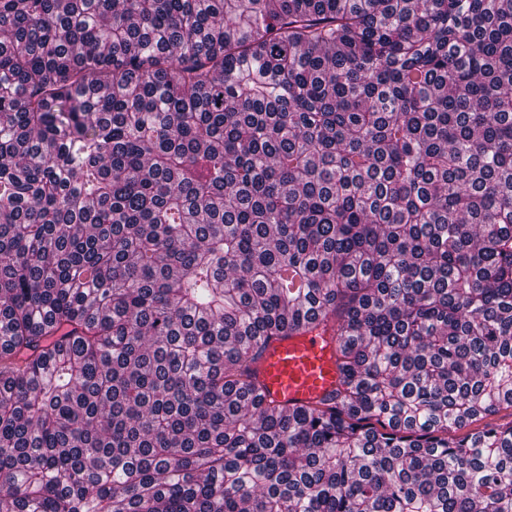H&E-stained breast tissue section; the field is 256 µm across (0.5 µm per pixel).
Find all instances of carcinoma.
Here are the masks:
<instances>
[{
    "label": "carcinoma",
    "instance_id": "1",
    "mask_svg": "<svg viewBox=\"0 0 512 512\" xmlns=\"http://www.w3.org/2000/svg\"><path fill=\"white\" fill-rule=\"evenodd\" d=\"M500 404L512 0H0V512H512ZM255 368L268 399L288 409L318 403L341 381L337 338L317 327L273 339Z\"/></svg>",
    "mask_w": 512,
    "mask_h": 512
}]
</instances>
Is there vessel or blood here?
<instances>
[{"mask_svg":"<svg viewBox=\"0 0 512 512\" xmlns=\"http://www.w3.org/2000/svg\"><path fill=\"white\" fill-rule=\"evenodd\" d=\"M256 378L266 397L285 408L318 403L341 381L337 340L319 327L273 339L256 365Z\"/></svg>","mask_w":512,"mask_h":512,"instance_id":"obj_1","label":"vessel or blood"}]
</instances>
